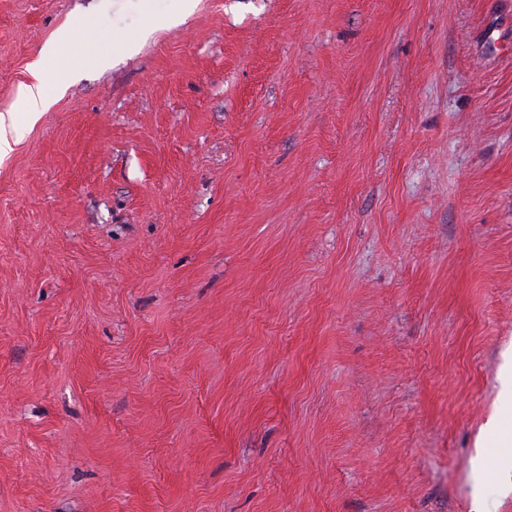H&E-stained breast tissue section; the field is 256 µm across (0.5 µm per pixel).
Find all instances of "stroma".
Returning <instances> with one entry per match:
<instances>
[{
	"instance_id": "obj_1",
	"label": "stroma",
	"mask_w": 512,
	"mask_h": 512,
	"mask_svg": "<svg viewBox=\"0 0 512 512\" xmlns=\"http://www.w3.org/2000/svg\"><path fill=\"white\" fill-rule=\"evenodd\" d=\"M182 6L0 0V512H512V0ZM35 82L27 85L21 92L20 111L27 115L28 123L33 125L49 106L50 88L37 74ZM23 126L17 122L13 112L0 113V161L10 156L22 139Z\"/></svg>"
}]
</instances>
